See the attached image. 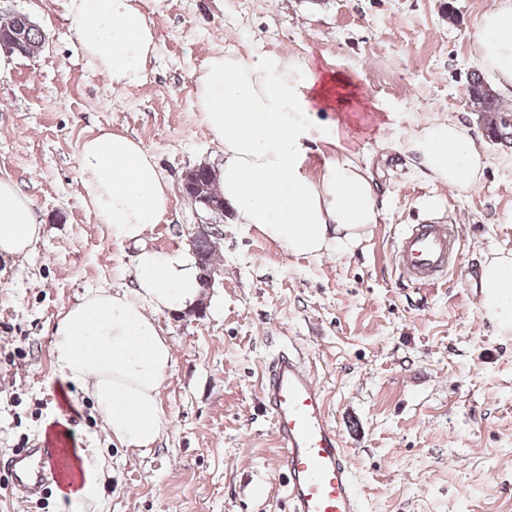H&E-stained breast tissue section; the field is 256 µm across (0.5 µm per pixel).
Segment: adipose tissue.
<instances>
[{
  "instance_id": "adipose-tissue-1",
  "label": "adipose tissue",
  "mask_w": 512,
  "mask_h": 512,
  "mask_svg": "<svg viewBox=\"0 0 512 512\" xmlns=\"http://www.w3.org/2000/svg\"><path fill=\"white\" fill-rule=\"evenodd\" d=\"M171 0H67L83 56L116 89L139 85L158 46L148 14ZM476 55L498 88L512 95V0H493L479 17ZM203 124L224 154L214 168L235 222L249 224L294 256L342 255L379 221L377 186L368 166L342 154L310 176V142L340 138L331 111L352 105V83L315 75L276 54L212 55L191 74ZM405 151L432 183L455 190L480 182L485 159L463 124L438 120L415 133ZM81 184L97 223L114 240H135L161 223L174 188L138 140L100 129L79 147ZM43 232L29 198L0 177V255L28 256ZM480 307L501 336L512 334V252L482 264ZM199 270L191 251H140L133 285L86 293L59 315L52 352L62 377L93 400L113 440L143 449L162 435V386L173 348L161 315L193 308Z\"/></svg>"
}]
</instances>
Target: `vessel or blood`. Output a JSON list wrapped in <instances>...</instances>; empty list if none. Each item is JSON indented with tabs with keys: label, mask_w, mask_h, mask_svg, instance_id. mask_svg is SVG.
<instances>
[{
	"label": "vessel or blood",
	"mask_w": 512,
	"mask_h": 512,
	"mask_svg": "<svg viewBox=\"0 0 512 512\" xmlns=\"http://www.w3.org/2000/svg\"><path fill=\"white\" fill-rule=\"evenodd\" d=\"M460 248L453 225L408 224L396 242L394 262L403 278L426 286L449 269ZM261 402L274 421L279 468L287 480V512H361L341 435L299 353L286 350L274 358L262 378ZM79 466L52 436L6 463L14 486L28 496Z\"/></svg>",
	"instance_id": "1"
}]
</instances>
